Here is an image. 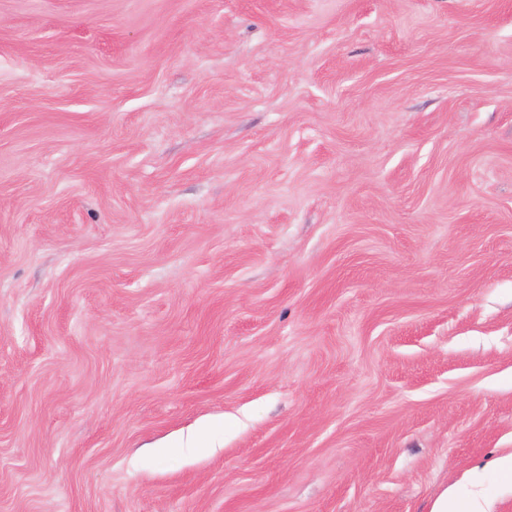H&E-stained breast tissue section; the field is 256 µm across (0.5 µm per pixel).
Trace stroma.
Wrapping results in <instances>:
<instances>
[{"label":"stroma","instance_id":"stroma-1","mask_svg":"<svg viewBox=\"0 0 512 512\" xmlns=\"http://www.w3.org/2000/svg\"><path fill=\"white\" fill-rule=\"evenodd\" d=\"M506 452L512 0H0V512H512ZM477 482L445 490L431 512H492L491 502L475 489Z\"/></svg>","mask_w":512,"mask_h":512}]
</instances>
